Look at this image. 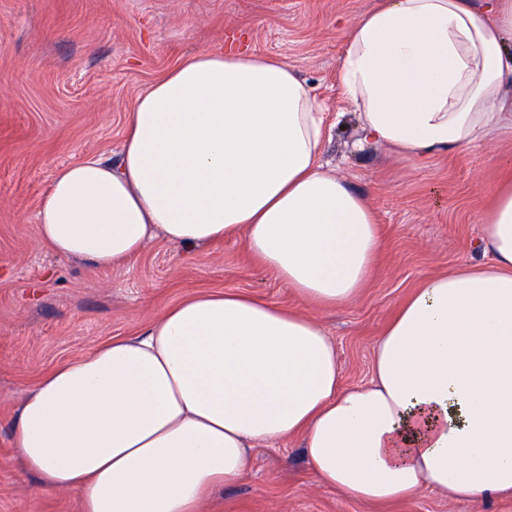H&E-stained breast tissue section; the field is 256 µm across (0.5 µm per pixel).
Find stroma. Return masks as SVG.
<instances>
[{
    "label": "stroma",
    "instance_id": "obj_1",
    "mask_svg": "<svg viewBox=\"0 0 512 512\" xmlns=\"http://www.w3.org/2000/svg\"><path fill=\"white\" fill-rule=\"evenodd\" d=\"M375 0H0V512H81L72 492L38 493L12 442L16 409L53 368L115 336H134L165 309L204 292H244L297 306L249 266L243 246L185 250L156 238L128 267L101 270L46 249L41 194L61 166L117 159L137 96L184 57L226 47L293 68L332 124L323 162L364 196L381 224L380 272L351 305L320 314L343 386L371 378L375 342L428 273L481 261L478 217L512 134L428 160L362 139L336 70L348 28ZM200 512H512V496L451 501L423 489L373 504L321 485L301 439L253 452L245 476Z\"/></svg>",
    "mask_w": 512,
    "mask_h": 512
}]
</instances>
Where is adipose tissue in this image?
I'll return each mask as SVG.
<instances>
[{"instance_id": "obj_1", "label": "adipose tissue", "mask_w": 512, "mask_h": 512, "mask_svg": "<svg viewBox=\"0 0 512 512\" xmlns=\"http://www.w3.org/2000/svg\"><path fill=\"white\" fill-rule=\"evenodd\" d=\"M337 76L364 139L403 157L488 142L512 131V0H377ZM329 134L288 63L204 51L135 99L117 161L55 173L38 205L51 252L113 269L158 236L239 240L301 306L190 296L46 373L12 426L36 491L75 492L82 512H197L254 448L299 437L318 481L356 500L512 495V161L478 218L483 261L427 275L376 340L370 384L345 388L314 314L362 296L385 237L325 170Z\"/></svg>"}]
</instances>
